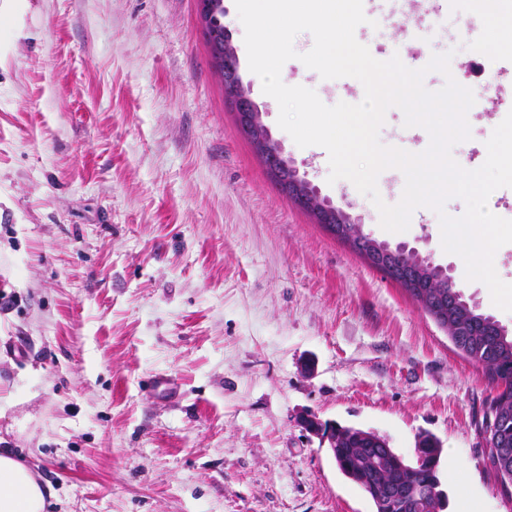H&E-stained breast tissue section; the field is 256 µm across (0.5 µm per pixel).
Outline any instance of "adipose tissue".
Returning <instances> with one entry per match:
<instances>
[{
	"label": "adipose tissue",
	"mask_w": 512,
	"mask_h": 512,
	"mask_svg": "<svg viewBox=\"0 0 512 512\" xmlns=\"http://www.w3.org/2000/svg\"><path fill=\"white\" fill-rule=\"evenodd\" d=\"M50 486L20 461L14 450L0 448V512H46Z\"/></svg>",
	"instance_id": "ef3b65f1"
}]
</instances>
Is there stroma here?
<instances>
[{
    "label": "stroma",
    "instance_id": "stroma-1",
    "mask_svg": "<svg viewBox=\"0 0 512 512\" xmlns=\"http://www.w3.org/2000/svg\"><path fill=\"white\" fill-rule=\"evenodd\" d=\"M372 0L355 36L412 69L452 52L475 105L453 158L480 166L512 111V54L475 0L407 17ZM224 24L238 73L284 157L363 233L416 249L463 299L512 331V313L443 251L437 214L383 230L327 151L298 147L248 67L235 0ZM281 78L329 106L362 84L299 59ZM493 64L485 97L473 63ZM386 113L382 144L418 153L428 132ZM0 442L54 496L48 512H373L314 415L374 431L405 458L437 437L444 512H512L480 433L495 394L397 283L268 178L239 128L197 0H0Z\"/></svg>",
    "mask_w": 512,
    "mask_h": 512
}]
</instances>
